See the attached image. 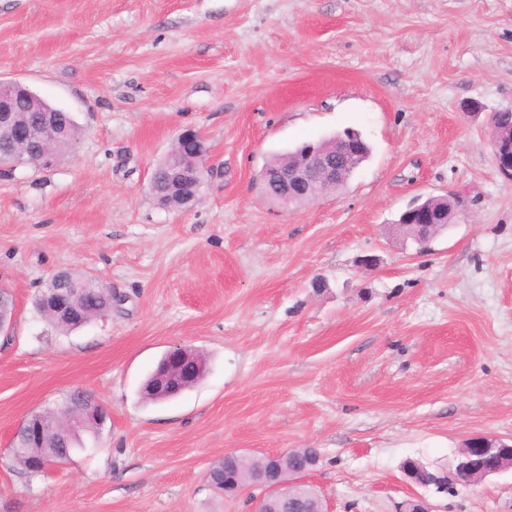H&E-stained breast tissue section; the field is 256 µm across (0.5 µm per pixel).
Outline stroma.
Returning a JSON list of instances; mask_svg holds the SVG:
<instances>
[{
  "instance_id": "1",
  "label": "stroma",
  "mask_w": 512,
  "mask_h": 512,
  "mask_svg": "<svg viewBox=\"0 0 512 512\" xmlns=\"http://www.w3.org/2000/svg\"><path fill=\"white\" fill-rule=\"evenodd\" d=\"M0 78L81 130L0 175V512H253L260 489L224 496L209 466L296 448L321 452L303 480L326 512H512V470L440 493L402 469L512 438V180L488 146L512 0H0ZM188 127L208 173L166 208L152 170ZM348 128L371 154L344 187L262 193L271 157ZM430 197L455 216L422 252L396 221ZM60 271L110 287L111 316L56 333L32 300ZM177 345L205 377L143 399ZM76 388L109 419L28 478L19 423Z\"/></svg>"
}]
</instances>
